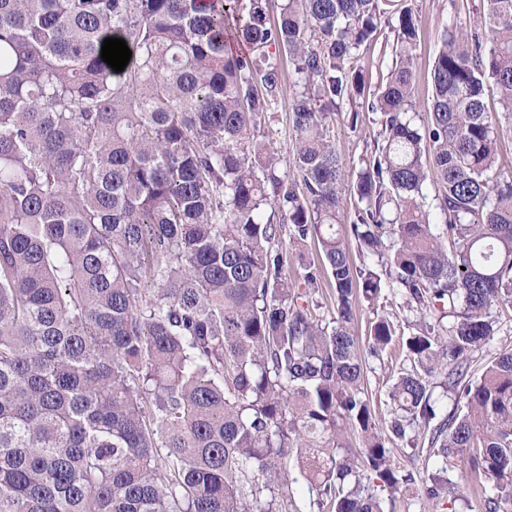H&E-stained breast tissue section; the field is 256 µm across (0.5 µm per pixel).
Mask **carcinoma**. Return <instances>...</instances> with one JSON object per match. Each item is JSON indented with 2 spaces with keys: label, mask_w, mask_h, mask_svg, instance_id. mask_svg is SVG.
I'll use <instances>...</instances> for the list:
<instances>
[{
  "label": "carcinoma",
  "mask_w": 512,
  "mask_h": 512,
  "mask_svg": "<svg viewBox=\"0 0 512 512\" xmlns=\"http://www.w3.org/2000/svg\"><path fill=\"white\" fill-rule=\"evenodd\" d=\"M483 9L480 34L446 25L419 127V20L398 0H283L273 23L263 0H0V512H285L291 467L317 512H383L381 493L415 478L373 419L364 363L397 326L380 316L362 339L353 324L387 286L420 318L389 393L394 437L428 438L420 493L464 499L445 477L464 456L493 483L489 512L512 505V351L469 379L512 307L497 164L512 0ZM391 16L395 59L368 102L380 138L348 172L329 117L365 97L358 55ZM108 37L132 51L121 72ZM277 49L297 74L285 171L261 132ZM346 223L371 263H353ZM437 377L464 413L436 411Z\"/></svg>",
  "instance_id": "carcinoma-1"
}]
</instances>
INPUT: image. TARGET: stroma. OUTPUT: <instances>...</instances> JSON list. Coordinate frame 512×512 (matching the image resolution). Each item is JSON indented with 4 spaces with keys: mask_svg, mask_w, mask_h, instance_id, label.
<instances>
[{
    "mask_svg": "<svg viewBox=\"0 0 512 512\" xmlns=\"http://www.w3.org/2000/svg\"><path fill=\"white\" fill-rule=\"evenodd\" d=\"M419 18V31L414 50L417 73L413 101L418 123H426L431 99L433 60L441 35L449 17L456 16L466 21L471 29H483L485 18L482 0H408ZM394 33L388 24H381L373 41L360 50L359 64L371 87H378L385 79L391 64V55L385 47L392 43ZM295 65L283 63V91L266 117L262 130L267 140L285 160H292L295 150V134L291 123L292 90L296 81ZM350 105H342L332 116V129L336 136V148L344 166L358 164L378 135V127L370 112H361L357 129H350L347 115ZM512 350V308L500 316V322L486 344L470 357V375L479 378L485 365L499 353ZM413 360L405 347L395 345L383 359L367 358L365 365L366 397L373 416L382 431H390L396 415L389 398V389L401 374L410 371ZM491 484L486 480H473L466 485V499L449 507L446 501H432L418 495L416 491L404 492L395 500L393 512H487V491Z\"/></svg>",
    "mask_w": 512,
    "mask_h": 512,
    "instance_id": "1",
    "label": "stroma"
}]
</instances>
